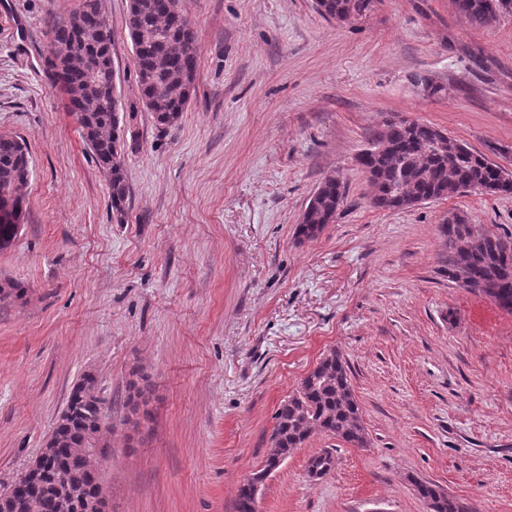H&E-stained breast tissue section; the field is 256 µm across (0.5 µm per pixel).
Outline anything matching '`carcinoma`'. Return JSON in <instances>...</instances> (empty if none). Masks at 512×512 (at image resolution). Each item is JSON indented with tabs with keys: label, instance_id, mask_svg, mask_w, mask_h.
Segmentation results:
<instances>
[{
	"label": "carcinoma",
	"instance_id": "cac0c4a2",
	"mask_svg": "<svg viewBox=\"0 0 512 512\" xmlns=\"http://www.w3.org/2000/svg\"><path fill=\"white\" fill-rule=\"evenodd\" d=\"M455 12L477 26H489L512 14V0H452ZM326 18L344 22L356 10L353 0H315ZM83 25L68 22L52 28V55L44 60L48 77H62L67 109L75 114L83 138L98 167L107 176L112 222L125 223L129 182L120 137V101L115 93L112 32L105 5L82 0ZM179 0H128L127 28L132 42L142 104L157 126H173L188 106L195 89L198 49L191 28L181 23ZM364 165L372 187L370 204L381 210L408 209L424 198L442 199L467 187L488 195H511L512 173L485 154L440 133L425 122L387 123L372 143ZM30 160L17 138L0 135V194L27 201ZM347 198L345 181L324 178L311 196L297 235L317 237L335 221ZM460 224H441L439 234L448 248V280L467 278L484 285L481 293L512 312V233L474 234L467 217ZM140 380L128 385L126 407L134 424L152 420L147 388ZM106 404L97 378L84 375L68 398L52 430L54 454L42 470L27 469L8 488L0 512H84L102 495L98 471L84 466L82 451L89 435L99 429L98 415ZM335 436L351 447L365 448L369 435L353 392L349 366L335 350L326 353L305 375L296 391L280 404L271 445L288 457L313 434ZM332 452L323 450L307 461V471L330 472ZM418 497L430 512H468L436 483L413 478ZM235 512H255L248 484L237 490Z\"/></svg>",
	"mask_w": 512,
	"mask_h": 512
}]
</instances>
